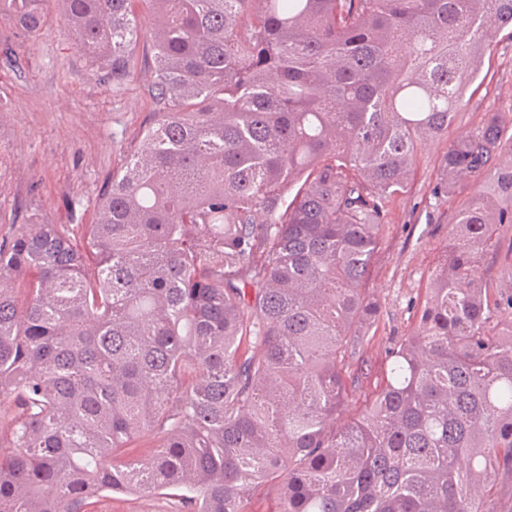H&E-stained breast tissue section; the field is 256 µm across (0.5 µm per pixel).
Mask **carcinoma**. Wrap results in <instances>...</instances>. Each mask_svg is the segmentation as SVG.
<instances>
[{"mask_svg": "<svg viewBox=\"0 0 512 512\" xmlns=\"http://www.w3.org/2000/svg\"><path fill=\"white\" fill-rule=\"evenodd\" d=\"M149 5L150 23L135 13ZM46 0H0L41 29ZM123 85L141 38L156 104L98 217L0 242V512L179 492L190 512H512V127L448 143L466 194L413 334L337 424L386 200L448 135L512 0H58ZM147 440L153 452H129ZM500 227L495 248L487 255L484 268L490 288H506L511 282L512 286V224H502Z\"/></svg>", "mask_w": 512, "mask_h": 512, "instance_id": "cac0c4a2", "label": "carcinoma"}]
</instances>
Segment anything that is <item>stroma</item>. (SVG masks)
Listing matches in <instances>:
<instances>
[{
	"mask_svg": "<svg viewBox=\"0 0 512 512\" xmlns=\"http://www.w3.org/2000/svg\"><path fill=\"white\" fill-rule=\"evenodd\" d=\"M50 21L0 53V239L20 224H90L97 200L155 109L149 88L154 51L139 46L122 88L104 82L70 40L56 0ZM485 82L467 89L447 137L419 155L406 188L389 198L368 297L377 308L348 370L358 379L340 418L358 417L385 380L390 344L415 330L427 286L443 262L448 230L464 197L437 194L449 140L480 126L487 113L512 122V37L500 33L483 57ZM484 268L491 288L512 283V224L500 227ZM85 512H187L176 498L110 494Z\"/></svg>",
	"mask_w": 512,
	"mask_h": 512,
	"instance_id": "stroma-1",
	"label": "stroma"
}]
</instances>
